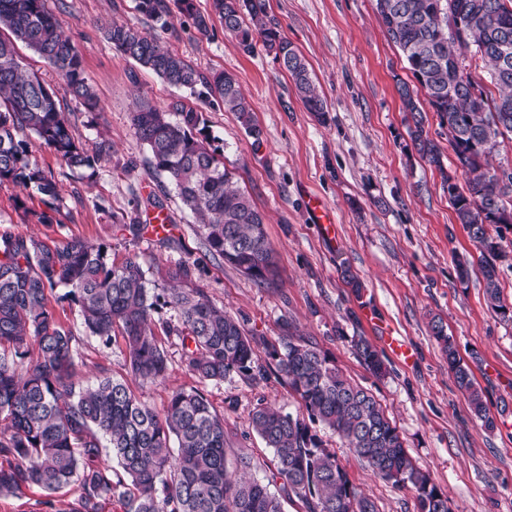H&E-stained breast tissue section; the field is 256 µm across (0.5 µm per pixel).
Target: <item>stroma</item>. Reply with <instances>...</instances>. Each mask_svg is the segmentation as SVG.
Here are the masks:
<instances>
[{"instance_id": "obj_1", "label": "stroma", "mask_w": 512, "mask_h": 512, "mask_svg": "<svg viewBox=\"0 0 512 512\" xmlns=\"http://www.w3.org/2000/svg\"><path fill=\"white\" fill-rule=\"evenodd\" d=\"M64 34L78 49L85 75L99 98L89 113L64 98L72 133L88 153L110 152L94 176L65 166L50 150L33 158L52 171L62 200L49 224L37 223L40 194L0 186V233L34 236L47 245L80 237L104 246L108 260L135 256L150 287L162 289L165 273L181 261L198 265L197 284L212 302L256 339L255 360L267 370L254 381L233 373L203 382L180 364L181 342L163 337L169 369L143 390L164 410L177 390L200 389L224 417L227 457H247L250 474L264 481L273 453L252 429L254 411L274 405L306 417L285 379L275 372L266 347L284 335L312 342L353 383L369 389L396 424L404 445L448 498L450 512H512V322L488 306L479 269L460 282L456 256L479 262L480 252L448 203L439 170L411 146L397 79L411 80L399 49L387 38L375 0H268L267 11L304 56L327 105L326 119L308 112L279 63L264 49L240 51L221 23L200 35L191 20L172 14L171 25L139 14L135 0H46ZM113 22L138 24L160 33L165 43L202 73L226 71L237 79L254 107L262 131L253 147L235 113L224 111L164 84L125 59L104 37ZM179 101L196 109L235 184L266 218L265 232L276 251L274 287L263 288L200 244L193 215L173 190H162L150 153L135 137L132 114L139 103L158 108ZM157 196L174 225V244L158 236L123 231L131 216L151 220L145 201ZM319 201L333 216L327 236L310 208ZM349 265L361 281L349 286ZM59 321L75 336L80 380L127 375L122 341L103 345L85 335L75 304L53 302ZM442 319L457 353L481 388L494 428L477 426L466 395L429 329ZM401 337L413 358L403 363L384 349L383 331ZM365 338L381 349L384 377L360 362L353 342ZM323 446L335 453L356 490L378 512H418L411 490L373 473L331 430L317 426Z\"/></svg>"}]
</instances>
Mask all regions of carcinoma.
Here are the masks:
<instances>
[{"label": "carcinoma", "instance_id": "carcinoma-1", "mask_svg": "<svg viewBox=\"0 0 512 512\" xmlns=\"http://www.w3.org/2000/svg\"><path fill=\"white\" fill-rule=\"evenodd\" d=\"M46 0H0V185L11 183L43 196L46 210L35 214L50 224L59 211L55 176L32 160V148H47L70 169L96 172L102 154H88L72 134L70 114L61 110L58 91L94 112L98 97L85 76L83 59L63 34ZM178 13L205 35L217 17L238 48L251 55L260 44L274 54L310 112L325 115V104L302 55L278 23L267 19L266 0H212L201 13L194 0H175ZM138 12L168 26L167 0H137ZM389 39L401 52L416 84L398 83L413 127L409 136L421 157L447 185L456 175L445 171L440 151L425 130L418 91H424L439 125L455 132L448 146L464 184L448 192L457 220L481 251L480 270L488 305L506 312L497 262L507 253L489 234L495 213L512 208V184L504 186L489 157L504 139L512 140V0H376ZM458 16L466 38H448V14ZM106 39L125 58L152 71L163 82L215 101L234 112L254 146L262 131L251 102L234 76L205 75L170 50L160 36L130 23L114 22ZM22 42L58 74L60 90L47 87L24 70L15 50ZM478 57L487 79L499 90L492 98L463 62ZM198 112L173 102L168 109L146 106L134 113V135L150 152L156 174L172 185L183 206L197 219L202 245L261 287L274 282V250L264 232V215L234 185L224 168L223 150L211 143ZM28 131L34 142L18 138ZM198 267L186 261L168 270L173 286L154 294L135 256L120 264L107 260L102 246L71 237L50 247L36 237L0 234V494L22 497L38 487L45 512H56L53 495L74 486L70 512H102L118 499L124 512H283L280 491L293 494L306 512H378L353 486L348 473L322 446L313 425L332 429L374 473L414 492L418 512H450L448 498L409 456L395 424L374 396L353 384L321 350L293 337L268 348L277 371L304 403L308 419L272 407L252 415L256 434L272 449L274 471L268 483L230 475L224 448V418L212 411L198 389L172 393L164 413L137 396L125 379L98 378L83 386L75 354L79 338L50 307L59 300L78 306L83 329L106 345L123 339L128 374L140 385L154 384L168 370L167 352L158 337L182 339V367L201 381H222L231 372L252 380L265 378L255 365L252 338L243 326L216 307L193 285ZM171 317L156 323L163 307ZM442 344L457 387L468 396L474 417L494 426L481 389L461 364L442 320L430 325ZM355 349L375 375L385 373L379 351L360 339ZM116 465L103 467V451Z\"/></svg>", "mask_w": 512, "mask_h": 512}]
</instances>
